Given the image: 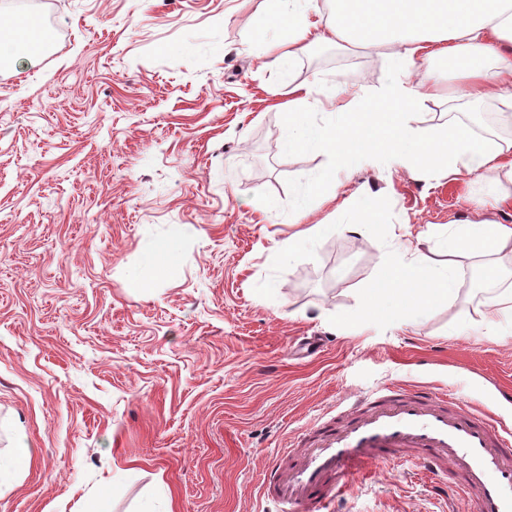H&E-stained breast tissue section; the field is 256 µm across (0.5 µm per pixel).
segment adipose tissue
<instances>
[{
  "mask_svg": "<svg viewBox=\"0 0 512 512\" xmlns=\"http://www.w3.org/2000/svg\"><path fill=\"white\" fill-rule=\"evenodd\" d=\"M261 0L254 38L272 57L273 67L292 68L313 41L344 48L381 51L390 78L377 91L361 93L339 86L347 101L325 119L312 117V90L293 86L286 104L284 149L311 151L327 163L308 170L290 189L287 207L262 203L265 220L295 224L325 203H333L336 224L352 235L367 233L372 201L358 194L337 201L336 177L367 162L383 171L405 170L428 181L436 171L472 176L480 183L469 204L480 210H512V140L494 142L457 126L437 136L414 124L412 108L436 90L440 73L453 74L457 96L480 104L498 103L512 112V0ZM42 39L19 18L0 28V57L24 50L37 61ZM512 254V224L465 220L443 227L426 225L405 233L382 252L374 279L361 290L363 303L384 315L407 319L424 305L452 301L462 283L460 261Z\"/></svg>",
  "mask_w": 512,
  "mask_h": 512,
  "instance_id": "ef3b65f1",
  "label": "adipose tissue"
}]
</instances>
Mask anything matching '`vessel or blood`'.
<instances>
[{"label":"vessel or blood","instance_id":"b4317fda","mask_svg":"<svg viewBox=\"0 0 512 512\" xmlns=\"http://www.w3.org/2000/svg\"><path fill=\"white\" fill-rule=\"evenodd\" d=\"M409 453L471 512H512V429L453 392L403 381L356 397L340 420H317L263 488L288 512H323L364 469Z\"/></svg>","mask_w":512,"mask_h":512}]
</instances>
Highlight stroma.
<instances>
[{
    "label": "stroma",
    "instance_id": "obj_1",
    "mask_svg": "<svg viewBox=\"0 0 512 512\" xmlns=\"http://www.w3.org/2000/svg\"><path fill=\"white\" fill-rule=\"evenodd\" d=\"M260 0H27L47 35L36 63L0 65V449L32 457L0 512H279L264 472L352 393L395 380L489 405L512 388V335L463 260L452 304L409 320L362 306L380 254L405 227L468 215L478 183L368 166L338 199L389 196L366 236L327 224L281 258L293 224L260 221L325 158L284 152L290 86L373 91L385 57L329 44L291 74L266 66L251 31ZM461 98L426 100L417 127L471 123ZM178 254L147 267L160 243ZM321 338L309 357L303 337ZM431 475L373 469L335 512H460Z\"/></svg>",
    "mask_w": 512,
    "mask_h": 512
}]
</instances>
